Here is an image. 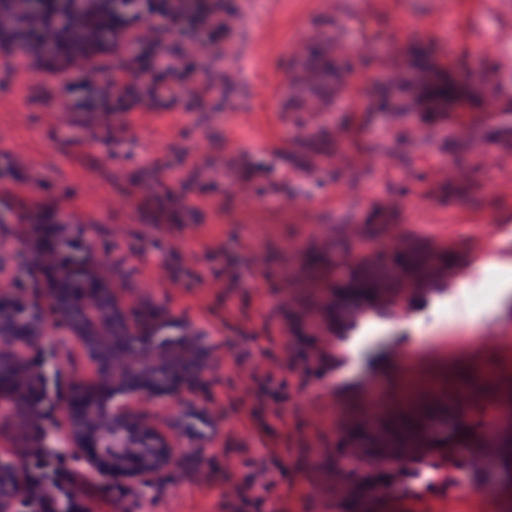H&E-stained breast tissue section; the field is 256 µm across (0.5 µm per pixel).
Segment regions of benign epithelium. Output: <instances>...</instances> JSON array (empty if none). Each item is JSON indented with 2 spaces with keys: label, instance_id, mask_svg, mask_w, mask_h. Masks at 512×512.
<instances>
[{
  "label": "benign epithelium",
  "instance_id": "1",
  "mask_svg": "<svg viewBox=\"0 0 512 512\" xmlns=\"http://www.w3.org/2000/svg\"><path fill=\"white\" fill-rule=\"evenodd\" d=\"M33 14L46 17L53 36L46 49L71 54L91 67L101 32L91 19L112 24L113 0L101 10L75 7L74 0H27ZM34 239L26 263L44 278L45 301L18 288L0 289V402L7 414L27 427L49 405L45 373L30 354L44 352L52 322L45 306L59 313L65 336L82 351L92 379L79 384L61 409L62 434L42 443L47 455L58 446L102 481L133 488L176 460L178 441L188 436L203 443L221 431L195 389L213 367L206 334L182 318L149 312L131 317L118 289L104 272L107 251L78 247L68 229ZM155 411L171 412L172 425L158 429ZM27 466L0 452V512H27Z\"/></svg>",
  "mask_w": 512,
  "mask_h": 512
}]
</instances>
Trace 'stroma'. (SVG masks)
Listing matches in <instances>:
<instances>
[{
  "label": "stroma",
  "instance_id": "stroma-1",
  "mask_svg": "<svg viewBox=\"0 0 512 512\" xmlns=\"http://www.w3.org/2000/svg\"><path fill=\"white\" fill-rule=\"evenodd\" d=\"M233 2L235 56L217 61L224 84L205 96L202 68L174 98L144 96L132 76L118 115L107 82L72 79L64 97L52 67L0 64V248L16 258L0 286L29 276L18 225L60 218L76 242L110 250L131 313L204 329L216 362L198 394L222 432L148 487L54 461L83 512H333L341 427L385 381L366 362L344 375L355 335L392 367L415 353L428 381L457 383L471 365L512 376V307L484 315L512 274V0ZM416 48L458 83L486 72L485 105L430 121L381 109V81L409 73ZM327 63L343 73L322 98L293 83ZM413 244L453 253L443 289L336 326L330 289L346 267ZM90 378L77 348L62 352L54 409L31 429L0 416V451L28 453ZM406 468L432 479L393 485L377 512H512L476 448L444 469Z\"/></svg>",
  "mask_w": 512,
  "mask_h": 512
}]
</instances>
